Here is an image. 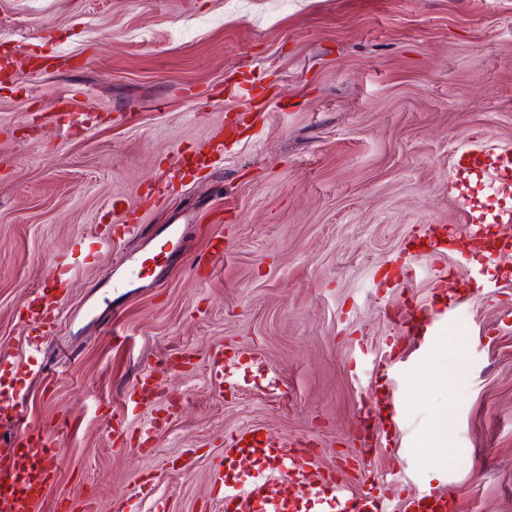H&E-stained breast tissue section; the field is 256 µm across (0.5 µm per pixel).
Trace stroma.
<instances>
[{"instance_id": "1", "label": "stroma", "mask_w": 512, "mask_h": 512, "mask_svg": "<svg viewBox=\"0 0 512 512\" xmlns=\"http://www.w3.org/2000/svg\"><path fill=\"white\" fill-rule=\"evenodd\" d=\"M1 50L72 58L36 78L12 71L0 88V359L29 360L20 386L34 423H72L37 512L64 499L94 512H223L218 464L251 427L311 441L317 467L350 493L391 482L390 512H403L409 485L446 493L459 512H512V256L471 252L448 183L474 142L512 153V0H0ZM254 83L267 120L228 141L223 163L147 201L174 151L207 149L250 112ZM64 94L101 123L64 139L53 119ZM126 210L147 235L179 224L184 237L93 323L79 306L142 247L118 220ZM450 224L446 258L408 248ZM217 244L225 257L200 280L193 259ZM86 246L71 314L41 345L23 304L56 259ZM441 279L473 299L411 352L398 313L431 302ZM218 347L236 390L210 380ZM393 349L404 369L375 374ZM443 352L447 383L426 384ZM146 369L164 381L161 400L123 413ZM386 383L409 429L398 452L362 465L352 432ZM121 414L129 433L115 442ZM442 421L447 448L422 451Z\"/></svg>"}]
</instances>
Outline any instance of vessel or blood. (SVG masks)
<instances>
[{"instance_id": "b4317fda", "label": "vessel or blood", "mask_w": 512, "mask_h": 512, "mask_svg": "<svg viewBox=\"0 0 512 512\" xmlns=\"http://www.w3.org/2000/svg\"><path fill=\"white\" fill-rule=\"evenodd\" d=\"M224 153V134L216 132L209 154L192 158L180 157L176 174L186 177L190 168L211 167L215 158ZM488 176L499 181L512 177V156L494 153L487 146H475L462 152L449 174V181L457 192V203L463 224L472 226L476 249L487 261H494L495 245L484 237L483 219L475 213L471 183ZM148 260L147 255L129 253L116 263L102 285L118 293L140 280ZM77 269L76 262L57 267L47 284L32 289L24 303L25 325L49 341L61 322L66 303L65 285ZM434 295L447 297L442 308L411 304L404 316L416 335L429 339L436 335L451 317L454 307L460 305L457 297H448L445 288L437 287ZM163 387L149 371L140 373L129 389V408L151 403L161 397ZM371 409L387 412L393 419L390 429L376 433L369 429L358 431L354 437L360 447L397 449L401 412L392 394L370 393ZM0 422L10 424L8 438L0 439V512H36L52 467L57 461L58 427L32 429L23 407V396L12 382H0ZM226 470L245 475L243 485L220 482L224 512H301L300 499L324 500L338 497L339 512H386L388 489L383 482L373 481L356 495H346L332 469L316 470L314 451L307 447L291 448L287 443H274L260 429L252 428L233 436L224 451ZM404 512H452L446 495L432 488L412 489L405 498Z\"/></svg>"}]
</instances>
